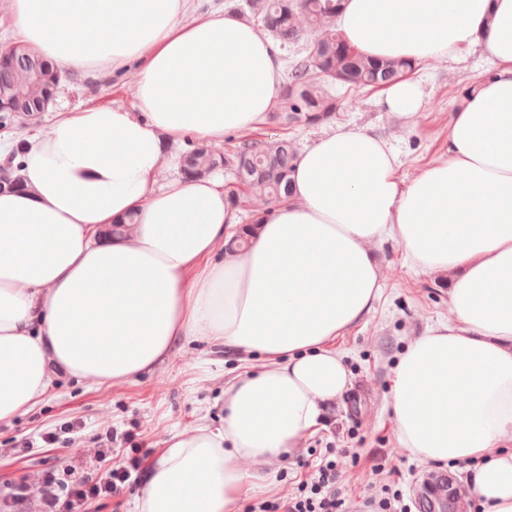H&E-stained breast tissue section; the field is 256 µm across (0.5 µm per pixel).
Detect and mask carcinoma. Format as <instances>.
<instances>
[{"instance_id": "carcinoma-1", "label": "carcinoma", "mask_w": 512, "mask_h": 512, "mask_svg": "<svg viewBox=\"0 0 512 512\" xmlns=\"http://www.w3.org/2000/svg\"><path fill=\"white\" fill-rule=\"evenodd\" d=\"M339 4L340 0H237L229 7L260 23L282 48L299 40L304 25L319 31L318 39L305 49L306 55L288 64L282 102L269 115L283 134L233 137L220 153L192 143L183 154L187 177H204L217 170L232 175L234 181L225 191L237 215L252 200L277 205L287 198L299 150L286 131L332 117L339 107L331 92L334 83L355 91L382 89L417 68L409 60H374L350 46L336 30ZM62 80V73L22 41L0 50V125L8 124L17 112L45 111ZM256 225L253 213L224 249L244 248Z\"/></svg>"}]
</instances>
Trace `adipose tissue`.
Instances as JSON below:
<instances>
[{
    "label": "adipose tissue",
    "mask_w": 512,
    "mask_h": 512,
    "mask_svg": "<svg viewBox=\"0 0 512 512\" xmlns=\"http://www.w3.org/2000/svg\"><path fill=\"white\" fill-rule=\"evenodd\" d=\"M9 14L59 71L133 69L136 108L55 113L22 140L21 188L0 190V422L55 374L128 383L182 339L258 357L225 388L223 426L174 430L134 499V512H241L258 467L349 385L334 341L373 307L372 247L390 236L447 277L451 310L394 368L398 440L466 465L484 512H512V0H341L339 29L367 57L474 47L494 70L452 113L447 160L405 184L387 140L331 128L300 152L287 202L228 254L223 180L184 177L165 145L263 124L283 88L273 41L194 0H9ZM382 100L409 123L423 94L405 79ZM130 215L131 231L111 235Z\"/></svg>",
    "instance_id": "1"
}]
</instances>
